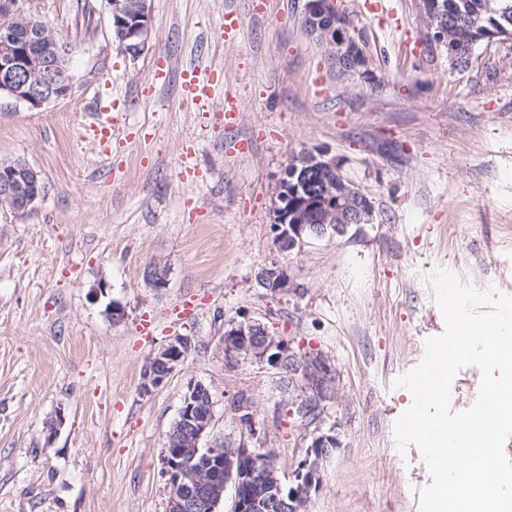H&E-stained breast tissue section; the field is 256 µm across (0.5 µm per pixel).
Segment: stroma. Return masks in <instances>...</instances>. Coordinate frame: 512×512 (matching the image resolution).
<instances>
[{
	"mask_svg": "<svg viewBox=\"0 0 512 512\" xmlns=\"http://www.w3.org/2000/svg\"><path fill=\"white\" fill-rule=\"evenodd\" d=\"M306 2L149 0L147 44L133 57L112 36L105 0H25L71 45L74 82L38 110L0 97V161L26 160L46 185L26 215L0 205V512H167L163 439L191 382L213 396L204 446L272 452L289 476L315 436H335L307 512H420L430 478L416 446H397L413 398L396 381L445 327L427 271L512 294V52L478 49L457 73L447 54L406 45L425 29L414 0H390L400 32L365 0H337L372 61L369 86L338 76L302 25ZM228 11L243 28L225 42ZM161 65L166 82L151 84ZM205 65L223 69L241 103L234 131L182 99V71ZM100 104L124 141L109 154L86 133ZM232 138L251 140L250 152L228 153ZM186 147L206 180L182 177ZM303 151L336 159L374 216L283 253L273 192ZM152 263L168 267L167 288L147 285ZM272 267L296 292L258 286ZM189 298L193 311L175 313ZM113 302L121 321L108 315ZM145 318L149 337L138 332ZM230 320L261 323L299 359L327 362L331 396L314 416L294 412L308 394L302 378L285 386L270 367L226 363ZM176 336L191 351L142 395L150 358ZM243 396L247 424L233 409Z\"/></svg>",
	"mask_w": 512,
	"mask_h": 512,
	"instance_id": "stroma-1",
	"label": "stroma"
}]
</instances>
